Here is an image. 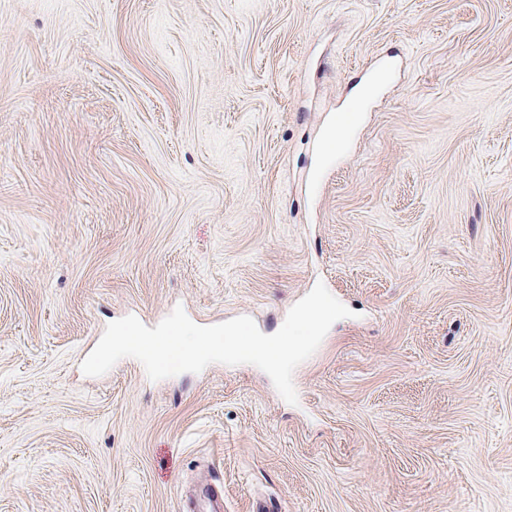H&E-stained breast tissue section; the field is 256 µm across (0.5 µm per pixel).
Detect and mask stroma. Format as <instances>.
<instances>
[{"instance_id": "stroma-1", "label": "stroma", "mask_w": 512, "mask_h": 512, "mask_svg": "<svg viewBox=\"0 0 512 512\" xmlns=\"http://www.w3.org/2000/svg\"><path fill=\"white\" fill-rule=\"evenodd\" d=\"M388 77L342 151L319 144ZM294 371L81 363L127 315ZM512 512V0H0V512Z\"/></svg>"}]
</instances>
